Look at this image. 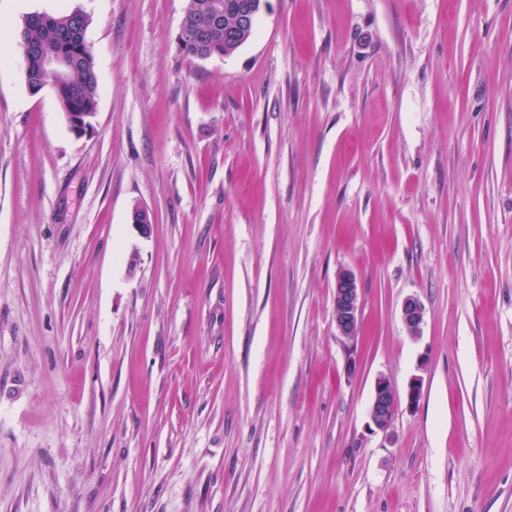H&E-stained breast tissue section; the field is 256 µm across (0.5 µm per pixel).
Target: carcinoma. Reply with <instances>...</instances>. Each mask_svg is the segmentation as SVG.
<instances>
[{"label":"carcinoma","mask_w":512,"mask_h":512,"mask_svg":"<svg viewBox=\"0 0 512 512\" xmlns=\"http://www.w3.org/2000/svg\"><path fill=\"white\" fill-rule=\"evenodd\" d=\"M224 0H188L183 17L190 27L207 29L203 41H186L180 50L188 58L202 55H231L252 36L255 26L237 29V20L229 14L222 15L220 22L214 21L215 6ZM90 18L81 9L63 11L57 15H45L32 23L23 22L20 30L19 48H53L65 45L74 50V63L62 76L57 87L58 100L65 112H94L98 96V81L95 58L91 47L85 40V32ZM238 30L237 37L231 41L224 34Z\"/></svg>","instance_id":"cac0c4a2"}]
</instances>
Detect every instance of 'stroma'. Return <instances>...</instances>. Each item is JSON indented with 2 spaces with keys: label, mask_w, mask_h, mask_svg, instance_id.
<instances>
[{
  "label": "stroma",
  "mask_w": 512,
  "mask_h": 512,
  "mask_svg": "<svg viewBox=\"0 0 512 512\" xmlns=\"http://www.w3.org/2000/svg\"><path fill=\"white\" fill-rule=\"evenodd\" d=\"M187 4L0 0V512H512V0H268L205 60ZM76 7L80 136L15 42ZM361 317V288L358 278L343 269L336 275L333 296V319L339 336H355ZM400 318L412 336L419 335L424 322V308L420 301L414 297L406 298L401 304ZM397 407L398 396L391 381L385 376H378L368 409L372 430L387 433L393 425Z\"/></svg>",
  "instance_id": "1"
}]
</instances>
